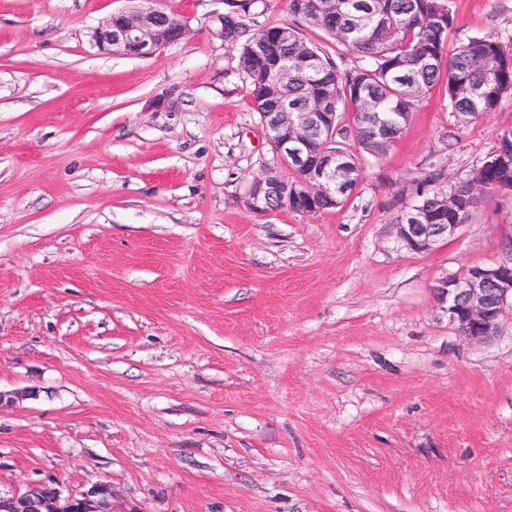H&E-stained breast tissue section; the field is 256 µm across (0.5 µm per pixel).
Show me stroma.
<instances>
[{
  "label": "stroma",
  "mask_w": 512,
  "mask_h": 512,
  "mask_svg": "<svg viewBox=\"0 0 512 512\" xmlns=\"http://www.w3.org/2000/svg\"><path fill=\"white\" fill-rule=\"evenodd\" d=\"M146 58L90 33L133 0H0V492L107 482L116 512H512V313L466 340L437 284L502 258L512 196L416 253L395 219L464 176L443 87L354 196L249 211L276 160L224 0ZM449 46L512 44V0H446Z\"/></svg>",
  "instance_id": "obj_1"
}]
</instances>
